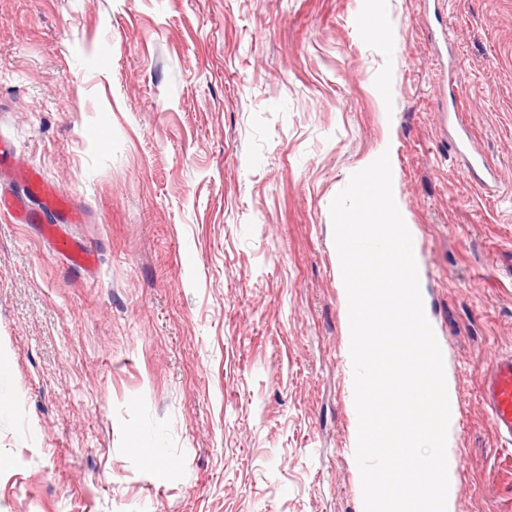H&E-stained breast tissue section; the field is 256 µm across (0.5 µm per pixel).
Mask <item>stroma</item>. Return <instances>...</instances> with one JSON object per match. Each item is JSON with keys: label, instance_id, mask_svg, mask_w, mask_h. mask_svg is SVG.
<instances>
[{"label": "stroma", "instance_id": "stroma-1", "mask_svg": "<svg viewBox=\"0 0 512 512\" xmlns=\"http://www.w3.org/2000/svg\"><path fill=\"white\" fill-rule=\"evenodd\" d=\"M0 133L98 257L0 217V512H359L330 204L386 150L454 510L512 512V0H0ZM455 152L461 158L463 170L468 178L481 189L487 190V176L493 178L492 171L467 136L458 137L455 141ZM482 397L497 433L512 442V354L499 357L487 370Z\"/></svg>", "mask_w": 512, "mask_h": 512}]
</instances>
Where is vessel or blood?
Instances as JSON below:
<instances>
[{"instance_id":"vessel-or-blood-1","label":"vessel or blood","mask_w":512,"mask_h":512,"mask_svg":"<svg viewBox=\"0 0 512 512\" xmlns=\"http://www.w3.org/2000/svg\"><path fill=\"white\" fill-rule=\"evenodd\" d=\"M455 152L468 178L478 187L487 188L491 170L473 143L458 137ZM0 215L8 216L16 224L42 225L55 251L71 268L86 273L95 270L94 253L66 230L67 225L84 223L86 211L62 196L40 171L16 163L13 146L4 137H0ZM482 397L497 433L512 442V354L492 363Z\"/></svg>"}]
</instances>
